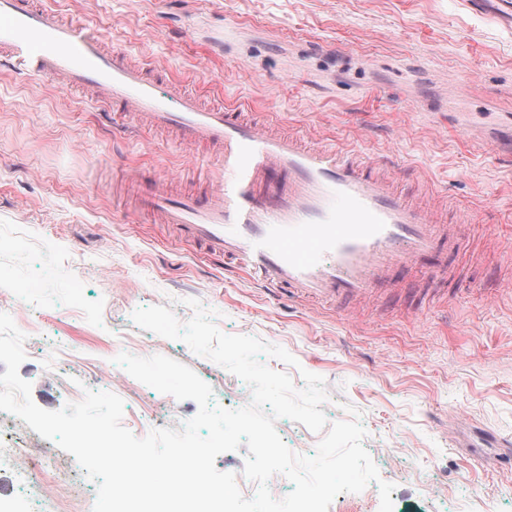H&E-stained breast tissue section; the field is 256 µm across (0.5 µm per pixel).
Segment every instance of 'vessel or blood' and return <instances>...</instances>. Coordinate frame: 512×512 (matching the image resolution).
Returning <instances> with one entry per match:
<instances>
[{"label": "vessel or blood", "instance_id": "1", "mask_svg": "<svg viewBox=\"0 0 512 512\" xmlns=\"http://www.w3.org/2000/svg\"><path fill=\"white\" fill-rule=\"evenodd\" d=\"M468 3L512 27V0ZM0 58L16 74L91 92L112 118L136 112L142 126L175 130L186 147L215 149L219 179L174 195L154 176L142 205L200 255L267 287L332 303L372 299L416 271L444 278L463 248L465 221L442 223L429 205L409 201L380 160L309 145L278 123L205 104L176 81L160 88L146 64L57 9L0 0Z\"/></svg>", "mask_w": 512, "mask_h": 512}]
</instances>
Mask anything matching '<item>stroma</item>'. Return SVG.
<instances>
[{"label":"stroma","mask_w":512,"mask_h":512,"mask_svg":"<svg viewBox=\"0 0 512 512\" xmlns=\"http://www.w3.org/2000/svg\"><path fill=\"white\" fill-rule=\"evenodd\" d=\"M108 47L310 143L358 148L395 172L408 197L467 208L455 261L465 280L494 274L491 295L442 284L422 307L402 290L346 311L278 295L205 261L150 221L134 177L154 168L178 190L217 176L215 151L113 125L87 94L0 65V296L25 334L19 374L34 403L58 410L110 391L136 437L180 428L198 405L137 381L119 353L191 368L215 404H248L243 381L180 340L138 328L136 308L188 321L198 300L223 333L258 337L296 360L267 364L303 387L324 378L329 421L354 408L363 445L395 486L393 512H512V27L465 0H45ZM35 471L0 460L25 512L57 496L56 463L92 512L96 484L43 441ZM392 455H382L383 447Z\"/></svg>","instance_id":"stroma-1"}]
</instances>
